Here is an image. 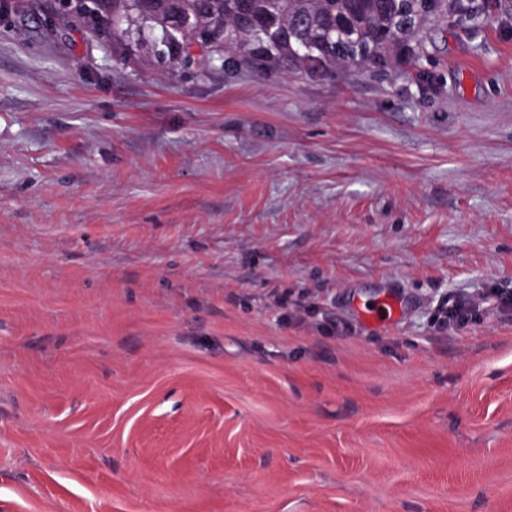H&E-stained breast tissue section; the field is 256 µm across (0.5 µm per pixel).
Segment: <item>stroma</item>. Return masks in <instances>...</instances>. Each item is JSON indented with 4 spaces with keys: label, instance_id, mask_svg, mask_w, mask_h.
I'll use <instances>...</instances> for the list:
<instances>
[{
    "label": "stroma",
    "instance_id": "stroma-1",
    "mask_svg": "<svg viewBox=\"0 0 512 512\" xmlns=\"http://www.w3.org/2000/svg\"><path fill=\"white\" fill-rule=\"evenodd\" d=\"M62 4L0 0V512H512V322L431 327L512 292V0L332 81ZM493 305L494 309L506 317L512 319V296L511 298L498 291L482 294L474 299L455 300L452 305L446 307L436 316L431 324L434 331L447 333L458 327L464 326L480 305Z\"/></svg>",
    "mask_w": 512,
    "mask_h": 512
}]
</instances>
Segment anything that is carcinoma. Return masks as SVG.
Wrapping results in <instances>:
<instances>
[{
  "label": "carcinoma",
  "instance_id": "cac0c4a2",
  "mask_svg": "<svg viewBox=\"0 0 512 512\" xmlns=\"http://www.w3.org/2000/svg\"><path fill=\"white\" fill-rule=\"evenodd\" d=\"M62 23L112 25L113 38L180 67L224 58V69L263 78L334 80L343 68L380 66L417 40L443 6L473 0H65Z\"/></svg>",
  "mask_w": 512,
  "mask_h": 512
}]
</instances>
